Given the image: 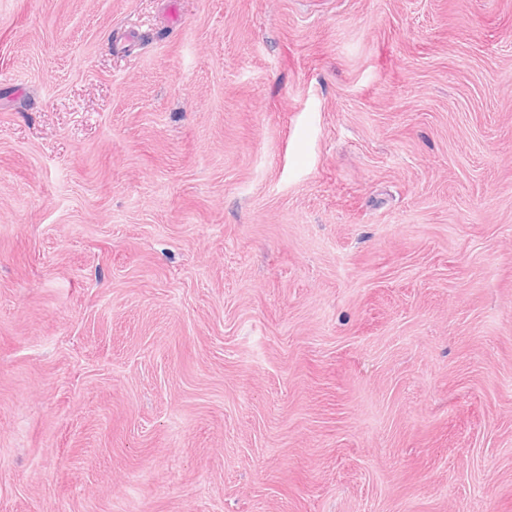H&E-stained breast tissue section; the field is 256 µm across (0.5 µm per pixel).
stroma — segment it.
Masks as SVG:
<instances>
[{"instance_id":"obj_1","label":"stroma","mask_w":512,"mask_h":512,"mask_svg":"<svg viewBox=\"0 0 512 512\" xmlns=\"http://www.w3.org/2000/svg\"><path fill=\"white\" fill-rule=\"evenodd\" d=\"M0 512H512V0H0Z\"/></svg>"}]
</instances>
